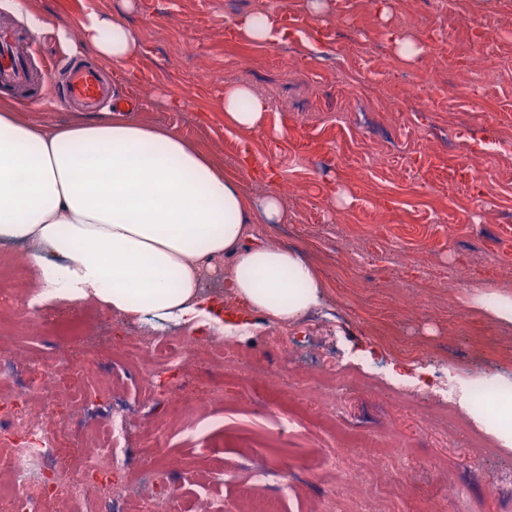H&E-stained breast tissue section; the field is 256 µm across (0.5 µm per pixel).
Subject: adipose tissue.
I'll return each mask as SVG.
<instances>
[{
    "label": "adipose tissue",
    "mask_w": 512,
    "mask_h": 512,
    "mask_svg": "<svg viewBox=\"0 0 512 512\" xmlns=\"http://www.w3.org/2000/svg\"><path fill=\"white\" fill-rule=\"evenodd\" d=\"M33 36L53 35L76 53L89 45L112 67V83L135 86L130 61L146 50L121 19L89 11L74 26L53 24L38 0H12ZM228 126L264 128L268 101L228 83L219 102ZM268 189L246 194L214 153L173 128L140 121L126 108L92 123L54 125L22 116L0 96V242L25 247L23 261L50 299L91 304L140 323L206 316V275L224 278L239 307L273 326L298 323L327 300V284L299 249L262 238L261 224L288 221L272 168L257 167ZM470 307L512 326V291L485 284ZM495 412L461 398L464 412L502 447H512V373L494 376Z\"/></svg>",
    "instance_id": "obj_1"
}]
</instances>
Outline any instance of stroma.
<instances>
[{
	"instance_id": "1",
	"label": "stroma",
	"mask_w": 512,
	"mask_h": 512,
	"mask_svg": "<svg viewBox=\"0 0 512 512\" xmlns=\"http://www.w3.org/2000/svg\"><path fill=\"white\" fill-rule=\"evenodd\" d=\"M56 21L94 9L124 16L148 54L139 67V101L145 119L176 128L202 145H218L224 166L245 191L262 184L238 162L251 155L273 164L280 185L296 186L288 223L267 226L266 235L303 249L321 270L328 303L345 321L323 326L304 321L271 326L232 303L224 321L234 326L239 347L256 368L288 367L308 379L322 367L342 382L329 406L335 430L320 429L316 411L297 400L301 423L281 431L287 398L249 387L220 364H182L167 373L175 393L147 391L133 367L113 363L138 323L109 315L98 349L74 362L88 395L103 410L91 416L66 388L54 392L62 415L61 481L78 477L76 446L106 407L129 408L123 447H142L155 436L182 467L167 485L189 512H249L236 500L249 483L254 458L271 456L270 493L281 481L293 492L283 512H314L336 496L341 512H355L370 494L379 512H512L504 499L512 488V450L477 454V427L459 431L434 424L431 413H459L457 395L445 391L449 375L470 377L512 370V326L477 313L465 299L490 281L512 290V159L484 155L482 181H471L468 163L497 134L512 137V81L474 86L468 59L485 35L512 54V0H392L381 21L376 0H335L314 17L309 0H41ZM274 15L271 39L255 42L228 29L256 10ZM0 29L31 45L30 69L39 80L22 99V113L47 123L82 118L78 107L56 100L57 76L48 62L65 59L50 37L31 35L25 18L0 0ZM400 31L423 44L419 59L400 58L389 40ZM382 44L381 53L359 60L358 46ZM449 58L444 90L432 111L420 114L408 97L436 56ZM247 73L235 71L239 57ZM361 82L360 100L337 98V71ZM228 81L251 85L269 102L260 131L225 128L215 104ZM343 186L351 201L337 205L329 192ZM8 349L55 358L67 353L66 338L35 336L22 320L8 326ZM207 396L204 412L176 410L178 401ZM396 433L401 451L389 457L369 485L367 454ZM217 465L221 484L205 496L189 489L198 468Z\"/></svg>"
}]
</instances>
